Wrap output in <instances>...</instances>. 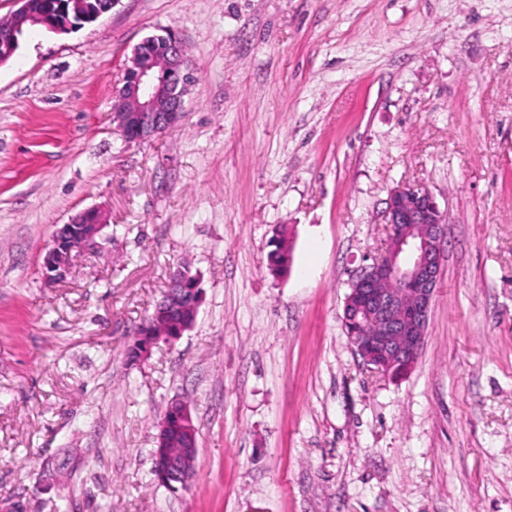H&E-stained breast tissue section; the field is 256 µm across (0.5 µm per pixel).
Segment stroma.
Masks as SVG:
<instances>
[{
    "mask_svg": "<svg viewBox=\"0 0 512 512\" xmlns=\"http://www.w3.org/2000/svg\"><path fill=\"white\" fill-rule=\"evenodd\" d=\"M163 29L197 69L186 116L129 143L113 93ZM415 182L447 240L392 379L343 305ZM91 208L99 248L46 282ZM184 263L192 329L131 360ZM176 399L199 433L174 491L151 453ZM0 512H512V0H113L26 31L0 65ZM105 226L102 213L96 209L83 211L68 224H64L57 231L53 246L45 256V279L50 282L65 279L73 262L71 260L68 263L67 259L96 248L97 238ZM286 242L285 232L276 230L271 242L274 248L268 254V266L273 272L285 270V264L288 261V257L285 256L288 251Z\"/></svg>",
    "mask_w": 512,
    "mask_h": 512,
    "instance_id": "stroma-1",
    "label": "stroma"
}]
</instances>
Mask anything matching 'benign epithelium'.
<instances>
[{
	"label": "benign epithelium",
	"mask_w": 512,
	"mask_h": 512,
	"mask_svg": "<svg viewBox=\"0 0 512 512\" xmlns=\"http://www.w3.org/2000/svg\"><path fill=\"white\" fill-rule=\"evenodd\" d=\"M182 41L173 35L156 60H146L141 46L133 50L122 86L115 92L113 120L129 142H140L178 126L184 118V97L192 76ZM386 239L382 253L361 268L350 283L343 306L344 327L362 363L385 375L392 361L415 359L422 349L444 261L447 212L431 191L418 183L390 190L384 211ZM105 227L100 211L88 209L63 225L44 259L45 279H65L71 270L67 259L97 247ZM190 275L178 267L169 275L170 306L156 316L171 320V330L157 338L138 336L139 355L148 354L160 341L175 343L193 326L202 298L191 287ZM192 290L194 301L185 306L181 292ZM157 446L152 451L158 481L176 488L191 480L197 458L198 429L190 407L171 403L158 425Z\"/></svg>",
	"instance_id": "obj_1"
}]
</instances>
